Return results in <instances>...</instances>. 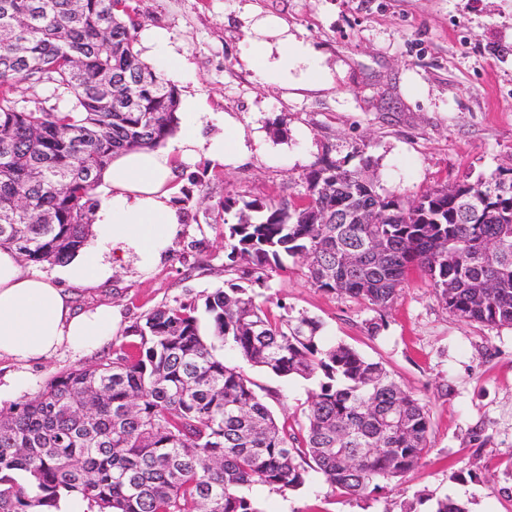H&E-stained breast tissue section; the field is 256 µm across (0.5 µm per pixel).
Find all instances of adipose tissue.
<instances>
[{
	"instance_id": "1",
	"label": "adipose tissue",
	"mask_w": 512,
	"mask_h": 512,
	"mask_svg": "<svg viewBox=\"0 0 512 512\" xmlns=\"http://www.w3.org/2000/svg\"><path fill=\"white\" fill-rule=\"evenodd\" d=\"M241 60L260 83L284 90L315 91L333 84L334 73L326 54L302 31L279 16L264 13L252 0L241 7ZM144 59L160 61L168 76L186 66L169 34L161 28L139 33L137 44ZM179 108L192 123L167 148L128 150L113 156L95 193V233L109 245L108 257L97 250L75 256L67 265L65 284L24 273L14 250L0 248V359L20 367L48 358L60 350L98 347L112 335L117 318L111 307L75 312L69 285H92L109 279L114 262L138 257L149 267L174 238L181 222L172 203L179 171L206 158L236 168L253 158L281 153L282 145L260 133L246 134L236 115L224 116L222 132L203 136L208 106L185 96Z\"/></svg>"
}]
</instances>
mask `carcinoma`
I'll list each match as a JSON object with an SVG mask.
<instances>
[{
    "label": "carcinoma",
    "mask_w": 512,
    "mask_h": 512,
    "mask_svg": "<svg viewBox=\"0 0 512 512\" xmlns=\"http://www.w3.org/2000/svg\"><path fill=\"white\" fill-rule=\"evenodd\" d=\"M137 0H0V248L28 265L64 264L89 242L93 192L112 156L157 148L175 132L179 91L136 48ZM48 83L63 106L23 105L19 84ZM512 167L403 201L328 155L303 192L267 202L224 198V250L236 278L204 299L160 307L92 364L52 376L0 407V512H261L250 491L299 490L315 474L365 496L429 450V416L382 363L285 305L257 303L283 259L319 291L376 312L406 274L424 273L448 313L512 327ZM486 195L478 212L462 197ZM371 202L379 224L348 216ZM285 380H316L304 423H278L224 348Z\"/></svg>",
    "instance_id": "1"
}]
</instances>
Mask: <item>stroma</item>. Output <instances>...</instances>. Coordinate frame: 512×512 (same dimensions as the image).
<instances>
[{"mask_svg":"<svg viewBox=\"0 0 512 512\" xmlns=\"http://www.w3.org/2000/svg\"><path fill=\"white\" fill-rule=\"evenodd\" d=\"M328 53L333 86L286 94L263 85L240 60V0H139L140 28L167 30L188 67L180 93L204 97L211 130L225 113L258 118L265 135L286 131L285 156L227 171L200 160L179 179L172 202L183 222L149 271L134 263L111 278L72 287L83 311L101 304L119 315L112 344L130 346L131 328L153 309L202 298L229 280L222 238L225 197L263 201L297 193L323 153L364 157L378 184L402 200L512 165V0H255ZM319 319L329 343L343 342L382 362L425 406L429 452L397 482L366 497L341 494L323 477L300 491L254 488L261 512H433L435 499L468 512H512V328L464 323L444 308L425 277L410 272L371 335L376 313L357 299L313 288L300 264L286 261L259 299ZM100 351H63L14 378L0 361V404L36 395L60 372L91 364ZM227 365L263 387L275 417L289 425L314 381H286L237 351Z\"/></svg>","mask_w":512,"mask_h":512,"instance_id":"35a3bbf8","label":"stroma"}]
</instances>
